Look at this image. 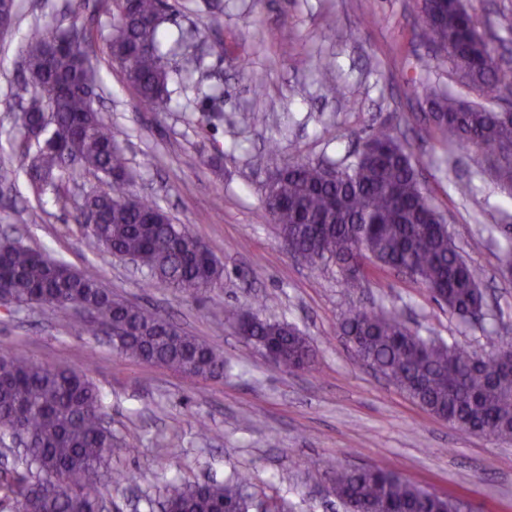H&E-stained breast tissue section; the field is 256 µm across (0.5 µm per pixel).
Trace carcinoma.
<instances>
[{
    "label": "carcinoma",
    "mask_w": 512,
    "mask_h": 512,
    "mask_svg": "<svg viewBox=\"0 0 512 512\" xmlns=\"http://www.w3.org/2000/svg\"><path fill=\"white\" fill-rule=\"evenodd\" d=\"M165 0H120L107 43L140 100L156 112L170 106L169 72L163 59ZM425 44L445 53L466 84L484 90L512 86V71L492 62L493 49L461 0H422ZM87 29L73 25L46 36L34 25L24 48L27 99L21 124L26 138L50 141L30 166L34 191L62 198L75 166L125 185L123 131L94 106L84 83L90 72ZM182 70L192 75L201 58L178 38ZM434 129L475 155L512 197V115L476 103L434 95ZM265 208L282 242L305 264L333 265L348 288L360 287L365 262L420 280L432 299L465 324L485 316L486 297L478 267L461 257L448 225L432 206L412 153L389 126L368 133L355 160L327 178L325 167L303 160L278 170ZM99 224L78 229L106 256L136 257L146 284L160 280L190 295L215 287L224 277L216 258L200 252L201 241L155 202L121 189H92L81 206ZM0 287L19 309L51 310L59 322L79 321L92 335L112 332L121 355L163 365L193 378L224 375V356L203 339L182 332L158 313L120 299L98 278L65 266L16 239L0 240ZM88 310L81 318L75 308ZM247 339L254 349L280 353L278 366L296 371L314 363L309 340L296 326L246 311ZM339 331L362 362L382 374L433 416L465 431L488 427L494 438L512 441V344L491 355L457 342L423 337L396 313L351 307ZM28 434L21 462L0 470V506L25 512H99L102 480L118 447L95 384L80 370L49 368L0 349V437ZM243 474L224 483L173 482L163 512H252L254 498ZM332 494L347 509L366 505L403 512H461L459 501L431 492L401 475L370 465L335 471Z\"/></svg>",
    "instance_id": "1"
}]
</instances>
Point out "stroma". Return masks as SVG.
Returning <instances> with one entry per match:
<instances>
[{"instance_id": "35a3bbf8", "label": "stroma", "mask_w": 512, "mask_h": 512, "mask_svg": "<svg viewBox=\"0 0 512 512\" xmlns=\"http://www.w3.org/2000/svg\"><path fill=\"white\" fill-rule=\"evenodd\" d=\"M169 37L194 36L202 56L188 76L169 57L170 109L141 104L106 48L114 11L99 0H18L11 30L0 35V231L32 249L96 273L103 288L157 308L224 355L223 377L197 380L165 366L117 354L111 346L55 321L47 309L0 306V344L46 367L87 370L113 434L127 440L112 471L135 480L104 489L109 512H159L166 483L251 477L256 500L287 502L293 512H345L327 496L335 469L379 465L431 491L458 498L468 512H512V444L452 428L363 366L337 334L353 303L381 304L404 315L423 336L490 353L512 341V281L497 273L512 228V198L472 157L431 128L429 87L498 109L508 92L461 85L445 54L416 36L420 0H168ZM496 55L512 62V0H464ZM93 34L95 98L106 120L123 129L121 145L135 176L133 192L155 200L187 225L224 266L222 283L189 296L102 256L67 226L90 188L78 174L66 202L37 196L26 176L36 150L16 120L21 56L28 29ZM223 38V52L210 49ZM330 60L340 87L320 74ZM260 80L263 97L250 86ZM261 112L250 126L241 113ZM397 129L418 164L423 186L443 215L459 252L484 271L490 295L483 325L461 326L409 276L369 268L362 286L345 288L335 268L291 257L264 208L273 172L294 159L348 165L370 128ZM470 182L460 196L455 185ZM263 305V317L297 326L314 351L312 369L289 372L238 336L227 311ZM97 362L86 366L88 353ZM209 432L200 435L199 423Z\"/></svg>"}]
</instances>
